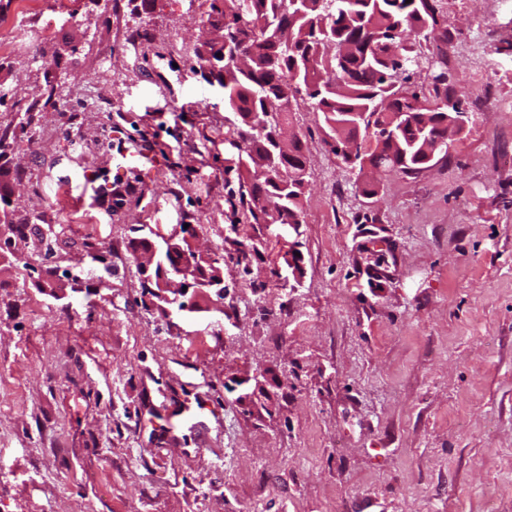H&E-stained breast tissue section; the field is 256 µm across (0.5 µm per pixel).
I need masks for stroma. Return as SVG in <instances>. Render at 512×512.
<instances>
[{"mask_svg": "<svg viewBox=\"0 0 512 512\" xmlns=\"http://www.w3.org/2000/svg\"><path fill=\"white\" fill-rule=\"evenodd\" d=\"M203 0H105L0 51V512H512V0H442L470 117L425 172L347 167L315 112L305 222L250 223L204 78ZM378 194L363 195L365 181ZM221 311L161 307L132 248L180 225ZM258 253H246L250 243ZM301 257L300 273L287 266ZM219 408L171 437L172 392Z\"/></svg>", "mask_w": 512, "mask_h": 512, "instance_id": "stroma-1", "label": "stroma"}]
</instances>
